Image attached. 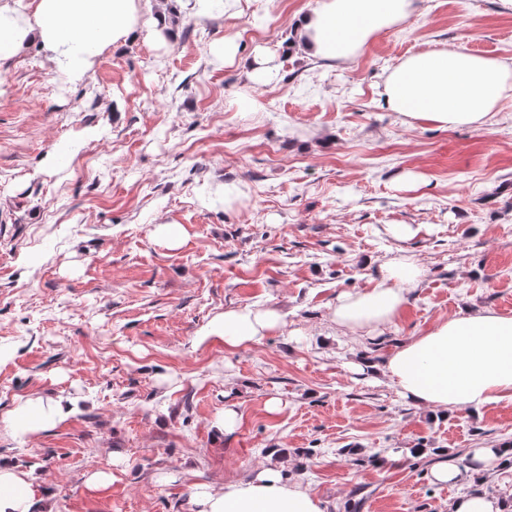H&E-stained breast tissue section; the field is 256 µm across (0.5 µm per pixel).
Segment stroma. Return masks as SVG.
<instances>
[{
    "mask_svg": "<svg viewBox=\"0 0 512 512\" xmlns=\"http://www.w3.org/2000/svg\"><path fill=\"white\" fill-rule=\"evenodd\" d=\"M136 0V37L72 82L40 43L0 67V464L48 491L46 512H195L197 485L275 467L325 512H448L479 490L512 512V467L436 484L442 457L512 445V400L416 408L379 371L464 306L512 313V98L478 128L410 125L379 101L411 53L462 47L512 63L500 0H415L348 65L294 46L316 0H224L208 17ZM232 40L234 62L213 57ZM270 59L256 82L246 61ZM239 198L225 205L224 190ZM160 224H179L167 247ZM415 228L396 239L392 225ZM426 275L397 328H330L338 293L380 265ZM272 308L281 332L235 350L204 338L227 309ZM69 399L32 438L5 415ZM280 408L267 409L270 399ZM233 405L232 431L215 427ZM113 475L88 487L89 473Z\"/></svg>",
    "mask_w": 512,
    "mask_h": 512,
    "instance_id": "35a3bbf8",
    "label": "stroma"
}]
</instances>
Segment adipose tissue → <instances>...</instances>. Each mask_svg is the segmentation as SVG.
Here are the masks:
<instances>
[{
    "label": "adipose tissue",
    "mask_w": 512,
    "mask_h": 512,
    "mask_svg": "<svg viewBox=\"0 0 512 512\" xmlns=\"http://www.w3.org/2000/svg\"><path fill=\"white\" fill-rule=\"evenodd\" d=\"M413 9L414 0H317L294 30L314 59L347 64ZM136 26L135 0H0V64L37 41L57 72L78 81L96 56L126 41ZM380 97L388 111L411 125L476 128L512 97V65L459 47L415 53L387 74ZM424 275L412 257L384 262L372 288L337 296L330 324L353 334L390 330ZM281 323L276 310L237 308L214 317L205 335L236 349L274 333ZM382 371L419 409L452 412L512 399V314L491 307L460 309L404 341ZM71 412L62 397L28 400L13 408L7 421L16 432L34 435ZM43 499L30 472L0 467V512H35ZM195 505L197 512H324L305 486L284 480L275 468L261 469L245 482L202 487Z\"/></svg>",
    "instance_id": "ef3b65f1"
}]
</instances>
